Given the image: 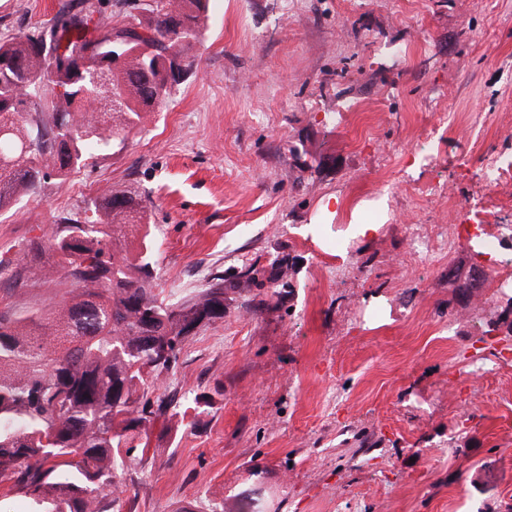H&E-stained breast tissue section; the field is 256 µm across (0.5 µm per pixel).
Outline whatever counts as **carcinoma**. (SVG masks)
Instances as JSON below:
<instances>
[{
    "label": "carcinoma",
    "instance_id": "carcinoma-1",
    "mask_svg": "<svg viewBox=\"0 0 512 512\" xmlns=\"http://www.w3.org/2000/svg\"><path fill=\"white\" fill-rule=\"evenodd\" d=\"M207 0H151L149 15L95 37L60 18L50 32L0 40V212L125 137L186 75L185 50L207 28ZM79 54L82 68L57 62ZM108 76L91 80L101 65ZM39 104L31 105V98ZM111 104L119 121L94 108ZM145 224L137 193L114 187L61 216L22 256L38 281L67 285L47 309L0 312V483L30 498L33 512H104L116 506L119 472L164 408L151 398L177 364L191 330L224 319V279L191 296L157 293L150 254L125 245ZM291 267L246 270L237 290L291 287Z\"/></svg>",
    "mask_w": 512,
    "mask_h": 512
}]
</instances>
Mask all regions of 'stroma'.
Returning <instances> with one entry per match:
<instances>
[{
    "label": "stroma",
    "instance_id": "35a3bbf8",
    "mask_svg": "<svg viewBox=\"0 0 512 512\" xmlns=\"http://www.w3.org/2000/svg\"><path fill=\"white\" fill-rule=\"evenodd\" d=\"M147 0H0V39L61 9L124 26ZM165 106L124 142L0 212V310L63 287L19 260L90 188H132L165 296L223 279L222 321L166 379L168 406L120 474L121 512H506L512 351L493 272L512 246V0H209ZM338 206H328L329 197ZM376 230L356 240L354 217ZM454 223L419 262L413 236ZM286 258L289 293L233 292ZM211 397L187 413L194 395Z\"/></svg>",
    "mask_w": 512,
    "mask_h": 512
}]
</instances>
